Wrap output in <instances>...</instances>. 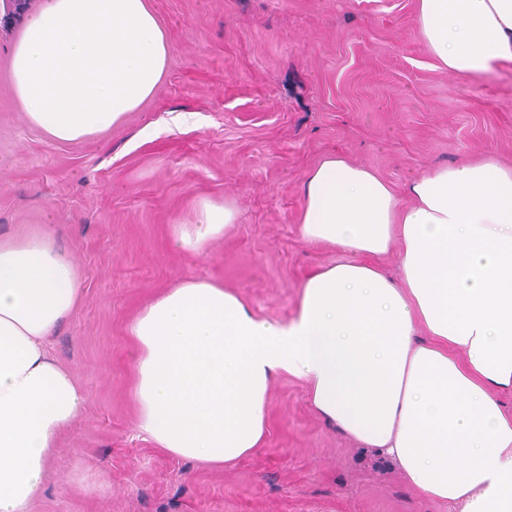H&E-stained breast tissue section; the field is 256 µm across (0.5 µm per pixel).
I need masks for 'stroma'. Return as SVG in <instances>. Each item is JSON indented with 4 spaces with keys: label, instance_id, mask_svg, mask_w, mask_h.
<instances>
[{
    "label": "stroma",
    "instance_id": "35a3bbf8",
    "mask_svg": "<svg viewBox=\"0 0 512 512\" xmlns=\"http://www.w3.org/2000/svg\"><path fill=\"white\" fill-rule=\"evenodd\" d=\"M168 44L153 96L94 137L59 143L11 84L19 28L0 31V232L47 225L82 299L52 340L87 394L33 512H447L277 377L263 444L215 468L138 429L128 325L184 277L215 278L263 319L295 314L336 250L303 241V183L331 154L398 195L487 154L512 166V64L461 78L417 34L415 0H149ZM190 114L189 123L171 121ZM234 220L204 254L172 246L201 201Z\"/></svg>",
    "mask_w": 512,
    "mask_h": 512
}]
</instances>
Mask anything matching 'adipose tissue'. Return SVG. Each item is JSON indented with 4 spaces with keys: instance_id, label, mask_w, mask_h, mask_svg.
<instances>
[{
    "instance_id": "adipose-tissue-1",
    "label": "adipose tissue",
    "mask_w": 512,
    "mask_h": 512,
    "mask_svg": "<svg viewBox=\"0 0 512 512\" xmlns=\"http://www.w3.org/2000/svg\"><path fill=\"white\" fill-rule=\"evenodd\" d=\"M439 66L476 78L512 62V0H416ZM147 0H42L11 56L28 120L60 143L118 125L168 63ZM402 206L342 156L304 181L299 231L341 261L301 285L294 318L257 317L211 279L186 278L131 321L138 427L159 448L223 465L262 443L282 374L360 445L398 467L419 498L451 512H512V168L494 157L424 173ZM230 208L200 202L172 243L195 254ZM400 256V277L373 259ZM77 265L54 234L0 235V512H32L61 432L86 396L54 357L53 332L80 300Z\"/></svg>"
}]
</instances>
